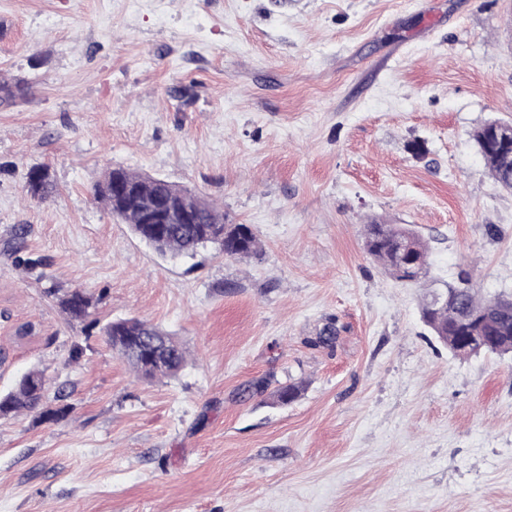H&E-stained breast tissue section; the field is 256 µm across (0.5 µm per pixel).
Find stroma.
<instances>
[{
    "label": "stroma",
    "mask_w": 512,
    "mask_h": 512,
    "mask_svg": "<svg viewBox=\"0 0 512 512\" xmlns=\"http://www.w3.org/2000/svg\"><path fill=\"white\" fill-rule=\"evenodd\" d=\"M0 75L31 85L0 106V393L35 368L70 406L0 419V512H512V359L420 316L463 273L512 294V191L474 138L512 122V0H0ZM115 166L260 256L160 255L95 199ZM373 219L427 241L426 283L370 258ZM49 281L173 334L183 369L138 379ZM25 178L26 194L34 201L43 202L56 191L54 180L45 166L30 168Z\"/></svg>",
    "instance_id": "stroma-1"
}]
</instances>
